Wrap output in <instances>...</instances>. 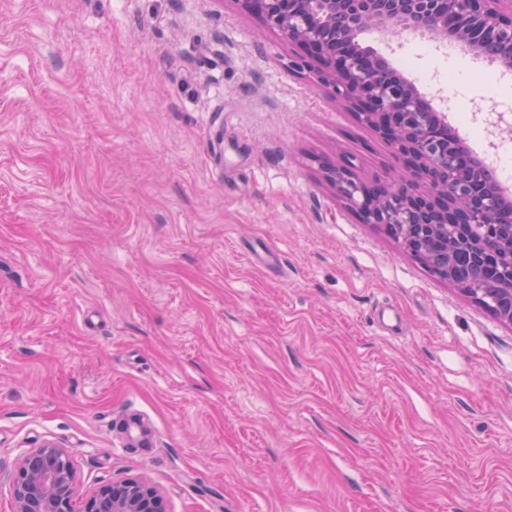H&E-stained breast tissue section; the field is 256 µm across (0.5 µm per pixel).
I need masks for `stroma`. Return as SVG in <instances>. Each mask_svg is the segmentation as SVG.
Listing matches in <instances>:
<instances>
[{"label": "stroma", "mask_w": 512, "mask_h": 512, "mask_svg": "<svg viewBox=\"0 0 512 512\" xmlns=\"http://www.w3.org/2000/svg\"><path fill=\"white\" fill-rule=\"evenodd\" d=\"M360 40L512 112L489 62ZM293 53L240 0H0V512L46 440L167 512H512V326L337 198L320 159L395 160Z\"/></svg>", "instance_id": "obj_1"}]
</instances>
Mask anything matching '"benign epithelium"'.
I'll use <instances>...</instances> for the list:
<instances>
[{"mask_svg":"<svg viewBox=\"0 0 512 512\" xmlns=\"http://www.w3.org/2000/svg\"><path fill=\"white\" fill-rule=\"evenodd\" d=\"M264 26L299 52L288 71L315 72L358 122L396 158L393 176L368 182L349 166L321 167L336 194L363 224L381 225L417 263L433 264L486 313L512 326V202L499 193L484 160L448 132L438 111L387 58L358 41L370 30L409 33L457 44L512 73V0H239ZM469 263L493 259L497 294L481 277L462 278L455 251ZM76 473L66 450L45 441L24 453L12 478L14 512H74ZM81 512H166L159 490L144 478L114 480L85 496Z\"/></svg>","mask_w":512,"mask_h":512,"instance_id":"1","label":"benign epithelium"}]
</instances>
